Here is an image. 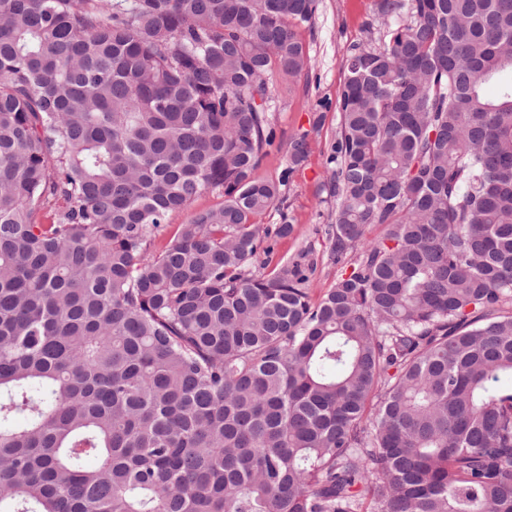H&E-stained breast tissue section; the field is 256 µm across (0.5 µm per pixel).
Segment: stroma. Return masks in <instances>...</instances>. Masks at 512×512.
Masks as SVG:
<instances>
[{
    "label": "stroma",
    "mask_w": 512,
    "mask_h": 512,
    "mask_svg": "<svg viewBox=\"0 0 512 512\" xmlns=\"http://www.w3.org/2000/svg\"><path fill=\"white\" fill-rule=\"evenodd\" d=\"M377 12V0H316L310 24L298 27V39L311 58L307 75L292 86L273 83L271 118L275 144L258 169L260 177L285 179L282 196L258 216V223H279L288 217L295 226L291 236L270 241V254L258 255L252 270L259 275L275 272L282 263L304 258L309 271L310 297L319 300L334 285L341 265L330 259L328 235L332 204L319 186L329 172V157L338 136V111L343 89L344 63L352 47L368 42L371 32L384 30ZM306 136L308 157L296 172L288 170V146L298 136ZM224 201L221 191L208 190L186 209L172 213L156 233L155 248L173 241L180 225L198 211L215 208Z\"/></svg>",
    "instance_id": "35a3bbf8"
}]
</instances>
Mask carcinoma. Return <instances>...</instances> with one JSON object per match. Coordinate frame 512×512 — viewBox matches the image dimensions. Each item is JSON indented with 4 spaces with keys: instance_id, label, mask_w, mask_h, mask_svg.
<instances>
[{
    "instance_id": "1",
    "label": "carcinoma",
    "mask_w": 512,
    "mask_h": 512,
    "mask_svg": "<svg viewBox=\"0 0 512 512\" xmlns=\"http://www.w3.org/2000/svg\"><path fill=\"white\" fill-rule=\"evenodd\" d=\"M315 9L0 0V512H512V0H378L317 303L249 271ZM224 202V194L219 190H207L198 196L186 209L172 213L166 224L155 234L154 248L161 249L175 238L180 224H186L198 211L215 208Z\"/></svg>"
}]
</instances>
